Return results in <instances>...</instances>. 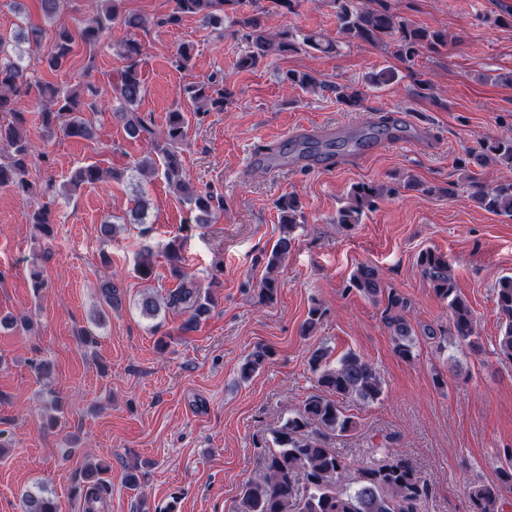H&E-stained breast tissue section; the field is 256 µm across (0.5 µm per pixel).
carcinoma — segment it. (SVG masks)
<instances>
[{
    "mask_svg": "<svg viewBox=\"0 0 512 512\" xmlns=\"http://www.w3.org/2000/svg\"><path fill=\"white\" fill-rule=\"evenodd\" d=\"M66 0H40L45 19L53 24L55 33L50 48L43 56L44 64L52 71L63 68L72 51L74 36L63 20ZM172 12L165 23L175 25L182 16L190 14L204 24L218 26L224 23L227 10L239 11L244 0H173ZM336 18V34L349 43H389L395 56L411 63L425 49L447 43L441 30L418 26L382 5L367 8L355 0H328ZM239 23L246 29V50L237 61L240 70H251L272 55L288 51H316L330 54L336 51L337 39L321 33L297 37L283 29L269 33L253 15H243ZM148 26L140 15L124 9V0H96L95 8L86 20L80 35L94 46L110 33L120 29L122 38L116 40L115 50L123 59L116 82L112 84L113 98L121 103L114 113L123 122L127 134L133 138L152 140L150 154L134 163L131 172L147 177L161 171L165 180L178 192L180 200L195 213L199 225L212 222L215 211L224 208V195L211 187L201 188L187 173L182 159V145L186 139L188 118L182 111L169 113L162 138H152L151 123L137 112L144 95L140 77L142 48L132 32ZM284 81L291 87L317 91L326 88L308 73H288ZM30 85L28 68L23 55L9 50V42L0 38V113L11 115V120L0 123V186L18 192L34 194L30 171L34 164V145L24 127L20 98ZM337 99L355 110L362 106L363 93L348 86H332ZM49 104L41 111L43 134L50 137L62 130L72 137L91 138L95 126L85 112L95 110V103L87 102L85 90L79 87H59L48 84L42 89ZM184 94L192 104V115L201 120L207 113L223 110L233 93L224 85V72L212 73L202 82L185 87ZM512 167V138H497L469 153V160H459L456 168L465 172L468 195L478 206L490 213L512 219V183L489 186L475 177L469 164L486 165L488 160ZM109 172L91 163L77 168L62 190L68 194L84 184H95ZM393 189H384L373 183L360 182L351 186L346 202L336 213L335 223L350 230L362 223L363 216L373 210L377 202ZM280 212L279 237L266 256L265 272L256 289L257 301L272 302L278 293L277 270L288 257L294 237L293 230L301 217V206L294 195H284L276 202ZM148 210L144 195L137 196L126 222L143 224ZM29 221L50 232L53 224L51 206L41 204L30 214ZM170 276L178 281L167 290L162 299L150 291L137 302L141 316L158 317L161 309L188 315L180 331L198 329L210 315L216 303L213 289L219 284L202 289L188 276L183 257L171 245L166 251ZM421 274L434 293L448 303L450 312L449 335L464 343L474 352L482 351L477 322L469 303L458 293L451 274L448 256L435 249H424L417 256ZM155 253L145 245L138 260L137 272L144 280L152 278ZM103 304L109 309L122 306L119 289L110 279L100 282ZM347 291L356 292L372 301H386L384 324L394 344L396 354L405 361L416 357L418 333L409 320V303L394 291H386L378 269L369 263L358 264L349 278ZM496 304L501 319V334L496 342V354L512 360V275L498 279L495 285ZM272 352L265 346L255 347L240 366V375L247 379L263 368ZM308 364L315 376L319 393L307 398L303 406L272 431V438L260 436L253 446L258 461V473L242 487L237 512H422V505L432 494L431 484L420 475L408 459L396 450H389L391 439H385L386 458L374 467L357 469L336 451L332 441L357 428V422L348 415L343 401L351 399L370 404L384 393L383 381L375 366L359 354L349 351L338 361L329 360L328 348L319 346L309 356ZM505 463L498 467V481L478 482L469 492L470 512H504L505 492L512 491V448L503 451ZM23 512H57L55 503L41 493L25 491L22 495Z\"/></svg>",
    "mask_w": 512,
    "mask_h": 512,
    "instance_id": "obj_1",
    "label": "carcinoma"
}]
</instances>
